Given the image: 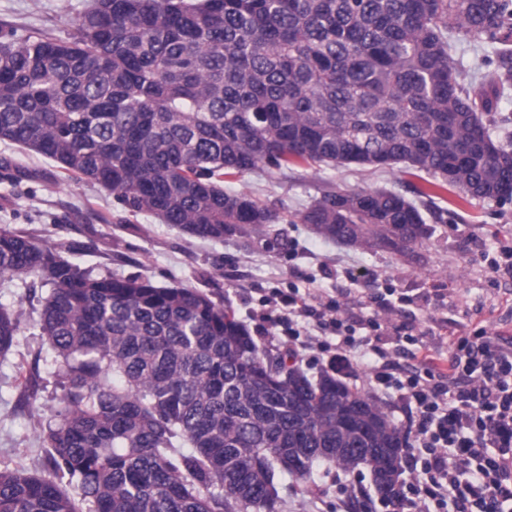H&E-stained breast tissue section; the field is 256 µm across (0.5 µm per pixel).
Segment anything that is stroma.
<instances>
[{"instance_id": "stroma-1", "label": "stroma", "mask_w": 512, "mask_h": 512, "mask_svg": "<svg viewBox=\"0 0 512 512\" xmlns=\"http://www.w3.org/2000/svg\"><path fill=\"white\" fill-rule=\"evenodd\" d=\"M91 0H0V26H38L66 36ZM0 228L27 236L62 258L101 273L147 279L158 286L196 288L231 307L255 342L282 346L265 306L272 291L315 288L336 297L345 311L409 327L432 355L449 357L448 337L475 328L512 336V201L463 203L457 194L415 196L417 180L395 168H298L257 171L234 179L233 189L252 192L276 206L284 222L270 236L199 239L147 213L132 214L98 186L68 178L42 156L0 142ZM392 189L415 201L432 230L414 254L360 249L315 234L288 218L328 188ZM286 249L270 247V238ZM0 304L19 310L16 342L0 359V467L40 470L44 457L39 425L57 409L61 389L45 358L36 327L39 303L19 281L0 280ZM34 387L33 407L20 415L14 402ZM289 512H351L334 477L306 499L282 489Z\"/></svg>"}]
</instances>
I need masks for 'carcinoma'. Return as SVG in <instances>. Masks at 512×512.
Returning <instances> with one entry per match:
<instances>
[{
	"mask_svg": "<svg viewBox=\"0 0 512 512\" xmlns=\"http://www.w3.org/2000/svg\"><path fill=\"white\" fill-rule=\"evenodd\" d=\"M477 42L486 71L458 57ZM512 0H94L61 38L0 35V141L201 239L283 216L224 178L401 166L425 197L512 199ZM319 236L405 255L429 238L386 188L325 190L294 214ZM0 276L40 298L59 378L40 473L0 468V512H276L408 442L385 406L258 345L186 286L95 274L0 230ZM20 313L0 305V357Z\"/></svg>",
	"mask_w": 512,
	"mask_h": 512,
	"instance_id": "cac0c4a2",
	"label": "carcinoma"
}]
</instances>
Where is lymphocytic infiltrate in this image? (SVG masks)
<instances>
[{
  "label": "lymphocytic infiltrate",
  "instance_id": "lymphocytic-infiltrate-1",
  "mask_svg": "<svg viewBox=\"0 0 512 512\" xmlns=\"http://www.w3.org/2000/svg\"><path fill=\"white\" fill-rule=\"evenodd\" d=\"M266 302L281 306L277 323L302 357L387 356L382 323L343 315L337 301L318 302L308 290L276 292ZM331 334L339 336L337 345L328 342ZM449 343L447 367L420 345L409 353L413 368L368 382L374 394L415 413L409 440L417 468L403 502L408 512H512V348L483 328Z\"/></svg>",
  "mask_w": 512,
  "mask_h": 512
}]
</instances>
